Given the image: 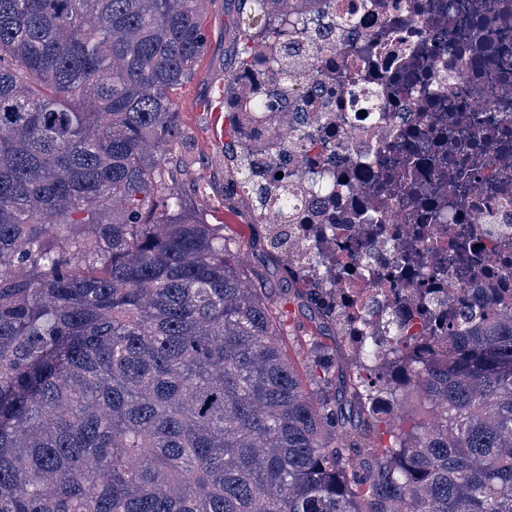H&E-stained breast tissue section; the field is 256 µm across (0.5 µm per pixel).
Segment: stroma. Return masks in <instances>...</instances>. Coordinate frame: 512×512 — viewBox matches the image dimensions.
I'll use <instances>...</instances> for the list:
<instances>
[{
  "instance_id": "obj_1",
  "label": "stroma",
  "mask_w": 512,
  "mask_h": 512,
  "mask_svg": "<svg viewBox=\"0 0 512 512\" xmlns=\"http://www.w3.org/2000/svg\"><path fill=\"white\" fill-rule=\"evenodd\" d=\"M247 0H212L205 16L206 50L197 73L170 96L179 114L182 136L168 153L166 166L187 209L207 223L224 227L226 239L239 245V263L252 287L268 299L287 297L293 282L282 260L269 248L263 225L254 223L249 204L230 195L224 170V141L212 132L211 113L224 104V80L238 68L247 41ZM232 223H225V216Z\"/></svg>"
}]
</instances>
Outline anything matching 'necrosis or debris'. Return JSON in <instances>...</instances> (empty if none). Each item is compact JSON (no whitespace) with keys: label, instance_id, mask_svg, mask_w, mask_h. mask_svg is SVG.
<instances>
[{"label":"necrosis or debris","instance_id":"4bbe7bcc","mask_svg":"<svg viewBox=\"0 0 512 512\" xmlns=\"http://www.w3.org/2000/svg\"><path fill=\"white\" fill-rule=\"evenodd\" d=\"M275 42L318 55L295 109L239 136L327 176L288 239H317L341 318L418 336L427 289L446 312L512 303V0H314Z\"/></svg>","mask_w":512,"mask_h":512}]
</instances>
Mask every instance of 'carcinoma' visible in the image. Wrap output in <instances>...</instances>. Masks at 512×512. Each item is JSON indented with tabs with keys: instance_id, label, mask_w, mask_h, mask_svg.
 <instances>
[{
	"instance_id": "obj_1",
	"label": "carcinoma",
	"mask_w": 512,
	"mask_h": 512,
	"mask_svg": "<svg viewBox=\"0 0 512 512\" xmlns=\"http://www.w3.org/2000/svg\"><path fill=\"white\" fill-rule=\"evenodd\" d=\"M206 2L0 0V512H512V306L361 337L345 392L320 332L297 364L236 244L183 207L169 92ZM309 2L250 0L246 38ZM273 68L286 100L302 65ZM297 295L339 319L330 289Z\"/></svg>"
}]
</instances>
